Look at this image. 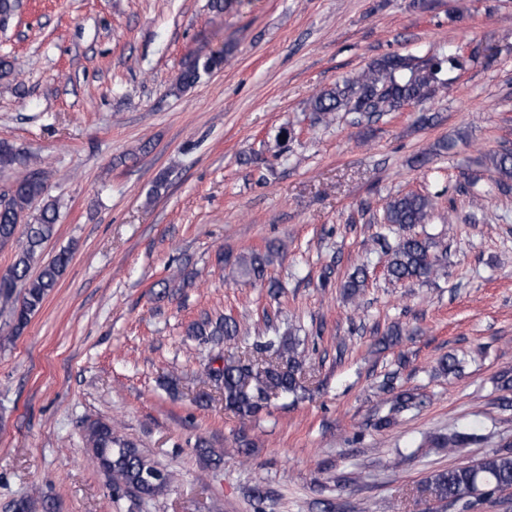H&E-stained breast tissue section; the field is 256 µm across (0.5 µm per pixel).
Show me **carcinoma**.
<instances>
[{
	"mask_svg": "<svg viewBox=\"0 0 512 512\" xmlns=\"http://www.w3.org/2000/svg\"><path fill=\"white\" fill-rule=\"evenodd\" d=\"M224 64V55L211 54L197 59L176 77L174 88L185 91L193 87L201 73ZM456 60L445 55L426 58L387 54L374 61L352 79L325 90L312 99L309 111L319 123L330 124L338 112H357L371 119L388 112H399L410 102H421L442 85L441 74ZM487 160L498 176L504 192L512 186V151L489 154ZM34 161L14 144L0 140V167L17 168L21 176L5 192L0 193V245L12 242L27 211H39L35 222L26 225L23 241L8 273L0 278V302L9 307L11 333L18 336L41 309L48 295L56 288L71 260V252L63 250L50 260L41 261L44 244L56 234L57 206L50 199L48 186ZM430 201L427 197L406 193L387 202L384 220L401 230L426 222ZM389 255L386 273L397 282L434 280L447 265V249L437 250V243L413 235H402L394 243L380 237ZM277 249L269 245L263 252H253L235 260L241 277L252 281L265 278ZM38 274L31 276L33 267ZM367 279L366 269H356L341 285L343 296L356 302ZM23 288L20 296L16 288ZM188 335L204 342L224 340L229 344L239 336V324L230 316L215 320L205 318L194 322ZM303 356L292 336L256 340L249 357L224 359L218 368H205L207 378L221 384L225 407L235 411L242 420L256 418L272 395L296 394L303 388ZM396 374L386 377L381 389L393 393L389 414L379 417L374 427H389L392 414L420 407L422 396L410 390H396ZM86 444L95 465L112 480L115 494H133L143 500L163 495L173 482V473L146 455L137 445L117 435L112 423L94 420L85 428ZM470 430H455L432 439L436 448L457 452L478 441ZM196 451L208 465L218 466L224 452L200 443ZM512 489V442L486 455L471 467H452L434 472L427 479L425 491L437 501H462L470 507L495 493ZM49 496H27L13 504V512H53Z\"/></svg>",
	"mask_w": 512,
	"mask_h": 512,
	"instance_id": "obj_1",
	"label": "carcinoma"
}]
</instances>
